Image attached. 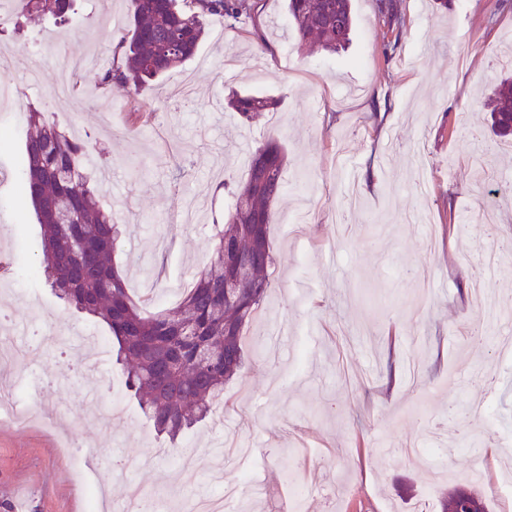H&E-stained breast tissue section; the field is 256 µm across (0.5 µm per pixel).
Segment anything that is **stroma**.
I'll return each mask as SVG.
<instances>
[{"instance_id":"obj_1","label":"stroma","mask_w":512,"mask_h":512,"mask_svg":"<svg viewBox=\"0 0 512 512\" xmlns=\"http://www.w3.org/2000/svg\"><path fill=\"white\" fill-rule=\"evenodd\" d=\"M398 2L406 22L391 31L379 0H351V41L335 54L287 33L285 0H263L256 27L236 33L208 18L195 55L134 96L121 83L88 82L74 64L92 56L110 66L115 32L98 18L127 16V0H76L64 23L46 14L20 37L11 0H0V40L17 46L0 60L16 82L0 91V129L10 134L0 146V249L13 258L0 281L13 290L12 333L91 336L103 347L96 372L79 369L73 346L15 370L16 399L37 397L62 419L0 424V512L20 501L26 512H87L65 439L80 455L92 442L129 460L108 484L112 512H124L132 482L166 501L238 486L231 512H284L285 475L297 467L312 488L299 512H440L448 489L475 476L492 512H512V496L497 491L499 459L512 449V362L495 353L512 320L487 323L472 299L483 250L512 240V140L494 133L487 107L512 52V0ZM65 70L77 112L58 95ZM188 76L192 106L170 109L169 90ZM232 89L279 104L245 125L227 106ZM33 105L108 173L104 201L126 227L116 259L149 309L173 307L206 262L213 220L230 204L221 184L247 174L239 142L272 137L285 149L271 286L244 332L253 357L225 386L221 417L197 424L177 452H162L131 399L105 325L63 308L31 268L40 227L23 149ZM275 321L285 334L272 362L257 339ZM93 402L126 415L101 426L85 414ZM477 402L501 427L481 441L464 426ZM229 434L253 457L218 461ZM408 442L423 457L400 455ZM184 448L204 455L190 487L180 480ZM250 471L257 487L244 484Z\"/></svg>"}]
</instances>
